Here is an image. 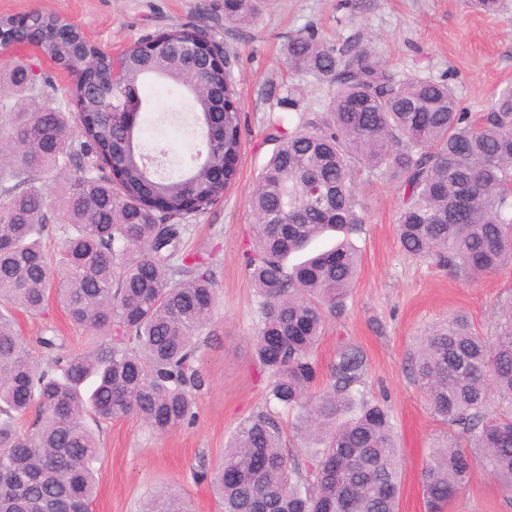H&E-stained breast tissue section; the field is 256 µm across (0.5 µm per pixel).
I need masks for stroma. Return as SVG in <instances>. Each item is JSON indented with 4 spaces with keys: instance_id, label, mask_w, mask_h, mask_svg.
Here are the masks:
<instances>
[{
    "instance_id": "35a3bbf8",
    "label": "stroma",
    "mask_w": 512,
    "mask_h": 512,
    "mask_svg": "<svg viewBox=\"0 0 512 512\" xmlns=\"http://www.w3.org/2000/svg\"><path fill=\"white\" fill-rule=\"evenodd\" d=\"M506 3L507 11L493 15L474 10L468 0H256V21L239 25L225 20L224 0H0V16L51 9L101 46L130 44L175 25L207 31L230 55L246 117L237 183L185 235L188 251L211 253L219 288L210 339L200 352L206 385L195 398L196 419L162 436L134 416L100 422L91 512H139L148 496L166 488L178 490L192 512H221L209 483L197 474L216 463L241 421L270 408L268 377L258 371L253 353L258 298L242 252L254 242L249 195L274 148L266 139V117L287 112L277 100L288 38L312 24L327 40L368 44L393 72L450 83L465 112L477 117L487 112L497 89L512 84V0ZM144 93L156 106L140 117L145 140L166 139L176 157L198 145L201 134L183 123L176 93L154 82ZM402 196L388 176H364V222L353 238L361 252L358 278L316 357L324 370L340 340L363 348V390L367 398L386 402L402 458L398 510L427 512L422 469L434 447L456 442L457 435L432 414L415 385L412 356L425 330L459 312L474 329L489 333L495 308L512 302V265L470 277L409 257L397 234ZM17 322L30 339L43 327H57L68 353L88 345L86 332L74 330L54 301L44 316L21 313ZM445 512H512V494L481 470Z\"/></svg>"
}]
</instances>
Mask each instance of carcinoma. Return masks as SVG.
<instances>
[{
	"instance_id": "cac0c4a2",
	"label": "carcinoma",
	"mask_w": 512,
	"mask_h": 512,
	"mask_svg": "<svg viewBox=\"0 0 512 512\" xmlns=\"http://www.w3.org/2000/svg\"><path fill=\"white\" fill-rule=\"evenodd\" d=\"M256 15L253 0H224L232 23ZM62 23L40 9L22 27L0 17L4 41L33 37L45 56L82 73L68 94L86 103L80 116L64 112L50 74L28 83L18 69L6 73L29 105L0 94V304L39 315L55 281L69 320L93 342L42 367L14 317L0 312V512H90L100 439L89 415H133L157 434L194 420L205 385L198 351L218 297L211 262L185 252L183 231L237 180V166L225 169L222 183L211 167L243 148V112L223 48L216 47L224 61L217 72L187 61L192 46L182 27L160 43L143 35L113 83L110 56L79 31L58 41ZM285 65L290 77L313 75L330 93L324 116L310 119L303 89L290 82L280 103L298 121L269 114L274 149L249 197L256 249L244 265L260 297L254 354L272 377L269 400L302 410L296 429L314 447L304 463L291 460L279 423L259 412L198 476L210 479L224 512H398L396 436L386 406L360 390L362 349L341 343L328 384L311 393L317 346L360 264L351 236L363 223L361 175L386 174L404 190L398 234L407 255L467 275L499 270L512 262V88L472 120L450 84L394 75L368 46L330 43L312 25L288 40ZM149 78L186 90L183 107L201 125L212 108L207 88L226 81L223 135L177 162L165 145L143 144L121 89ZM153 195L165 197V212L146 205ZM58 222L53 265L42 236ZM329 232L342 235L335 246L288 266L291 254ZM412 376L432 411L472 448L432 450L421 473L429 512H444L479 468L512 491V302L494 312L487 335L463 315L435 326L412 359ZM32 412L38 427L19 429ZM226 469L235 479H224ZM141 512L191 510L158 491Z\"/></svg>"
}]
</instances>
